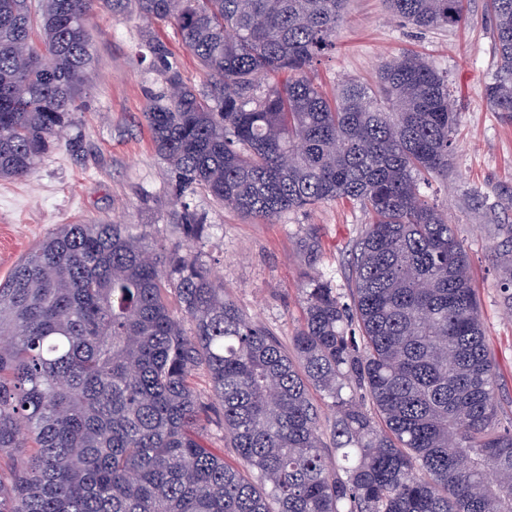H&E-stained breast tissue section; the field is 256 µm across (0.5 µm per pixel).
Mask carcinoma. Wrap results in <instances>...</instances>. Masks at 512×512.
Segmentation results:
<instances>
[{
  "label": "carcinoma",
  "instance_id": "1",
  "mask_svg": "<svg viewBox=\"0 0 512 512\" xmlns=\"http://www.w3.org/2000/svg\"><path fill=\"white\" fill-rule=\"evenodd\" d=\"M387 5L422 31L467 19L465 0ZM112 8L173 25L207 76L186 85L149 42L161 91L143 118L182 241L64 224L0 281V512H512V430L469 256L426 194L455 149L448 75L406 52L329 98L310 72L346 0H0V179L80 150L88 24ZM487 8L497 71L482 93L511 121L512 0ZM198 193L269 224L359 206L350 301L309 281L286 348L197 249ZM492 258L512 307L511 224ZM212 409L239 468L207 442Z\"/></svg>",
  "mask_w": 512,
  "mask_h": 512
}]
</instances>
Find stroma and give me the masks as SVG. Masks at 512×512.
<instances>
[{
    "instance_id": "1",
    "label": "stroma",
    "mask_w": 512,
    "mask_h": 512,
    "mask_svg": "<svg viewBox=\"0 0 512 512\" xmlns=\"http://www.w3.org/2000/svg\"><path fill=\"white\" fill-rule=\"evenodd\" d=\"M466 9L465 24L419 31L393 19L385 0H347L336 46L314 64L313 74L332 96L344 80L373 81L379 66L403 51L447 72L460 126L453 171L433 180L429 192L469 253L507 423L512 421V313L503 305L505 272L492 261L490 249L502 241L503 226L512 224V121L494 112L482 93L497 67L486 0H467ZM89 33L96 67L76 114L80 151L57 149L32 177L0 180V281L60 225L104 219L162 228L173 208L165 167L143 119L160 87L147 41L167 43L188 84L203 86L206 76L172 25L105 12L92 19ZM193 204L208 214L212 228L202 250L225 292L283 344H290L303 317L306 237L320 244L316 271L348 295L353 247L370 221L351 203L292 211L273 224L219 206L202 193Z\"/></svg>"
}]
</instances>
